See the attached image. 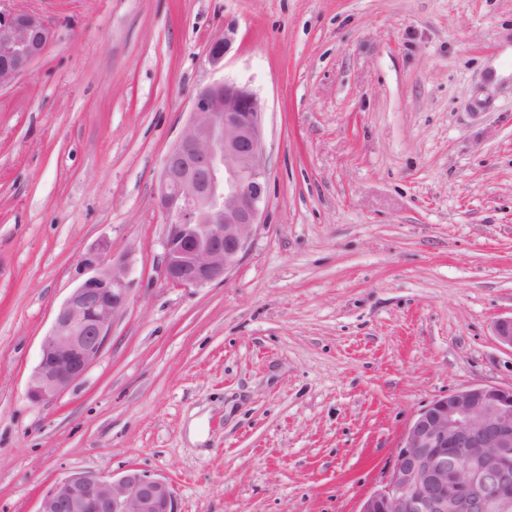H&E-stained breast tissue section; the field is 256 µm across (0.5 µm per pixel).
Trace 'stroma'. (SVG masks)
<instances>
[{
    "instance_id": "stroma-1",
    "label": "stroma",
    "mask_w": 512,
    "mask_h": 512,
    "mask_svg": "<svg viewBox=\"0 0 512 512\" xmlns=\"http://www.w3.org/2000/svg\"><path fill=\"white\" fill-rule=\"evenodd\" d=\"M47 53L0 89V512L131 467L179 512H357L417 412L512 386V0H0ZM260 98L263 223L221 283L160 272L194 94ZM129 304L87 373L26 397L88 249Z\"/></svg>"
}]
</instances>
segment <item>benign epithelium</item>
<instances>
[{"label": "benign epithelium", "mask_w": 512, "mask_h": 512, "mask_svg": "<svg viewBox=\"0 0 512 512\" xmlns=\"http://www.w3.org/2000/svg\"><path fill=\"white\" fill-rule=\"evenodd\" d=\"M51 32L30 12L0 11V88L29 71ZM227 42L206 54L224 70ZM267 201L262 105L245 84L221 76L192 99L165 157L156 203L166 217L161 275L198 288L223 281L242 262ZM83 278L54 315L26 396L51 401L98 359L129 303L132 268L101 243L79 261ZM512 348V317L494 326ZM37 512H178L174 488L137 468L105 479L75 472L41 496ZM358 512H512V387L472 385L439 396L406 429L380 489Z\"/></svg>", "instance_id": "benign-epithelium-1"}]
</instances>
